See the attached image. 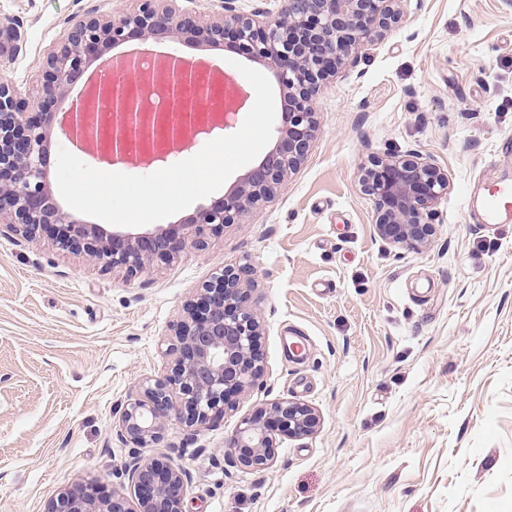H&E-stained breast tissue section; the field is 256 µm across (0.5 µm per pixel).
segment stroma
Here are the masks:
<instances>
[{
  "label": "stroma",
  "mask_w": 512,
  "mask_h": 512,
  "mask_svg": "<svg viewBox=\"0 0 512 512\" xmlns=\"http://www.w3.org/2000/svg\"><path fill=\"white\" fill-rule=\"evenodd\" d=\"M133 0H0L20 53L0 74L36 97L68 23ZM405 21L320 85L307 159L268 203L128 276L0 224V512H45L73 484L134 487L131 456L174 459L184 512H512V222L467 194L512 179V0H404ZM122 50L194 52L239 85L225 46L134 36ZM417 151L447 169L429 248L377 237L358 170ZM256 271L264 372L234 411L153 447L118 433L139 383L171 362L170 326L226 265ZM279 399L320 417L276 438L269 468L232 463L243 418Z\"/></svg>",
  "instance_id": "1"
}]
</instances>
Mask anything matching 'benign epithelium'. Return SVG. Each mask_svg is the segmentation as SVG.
<instances>
[{
	"instance_id": "benign-epithelium-1",
	"label": "benign epithelium",
	"mask_w": 512,
	"mask_h": 512,
	"mask_svg": "<svg viewBox=\"0 0 512 512\" xmlns=\"http://www.w3.org/2000/svg\"><path fill=\"white\" fill-rule=\"evenodd\" d=\"M130 12L91 11L71 20L66 38L46 58L42 95L29 103L0 76V222L26 237L48 230L61 248L83 253L106 268L133 276L156 260L170 261L188 246L201 245L207 232L234 223L246 209L268 202L305 160L317 130L313 95L339 66L373 45L402 21V0H284L277 18L242 12L224 0L212 15L180 12L166 0H135ZM132 35L166 38L236 50L269 70L281 90L284 122L271 149L224 194L198 208L180 224L139 227L81 224L55 199L48 178L51 124L48 109L65 98L91 60ZM189 98L176 100L180 138L163 137L172 114L157 113L155 95H174L175 84L139 72L103 74L89 97L75 104L62 133L80 151L92 148L112 159L120 145L162 161L175 144L191 145L206 129L219 127L220 113L206 109L220 89L203 71L183 75ZM361 192L374 203L377 236L399 248L423 250L436 232L435 206L448 193V171L429 156L373 155L358 170ZM254 269L226 265L184 305L172 325L167 370L141 382L142 396L128 403L119 433L136 448L158 443L172 420L199 431L224 418L234 398L263 373L259 349L262 317L251 301ZM307 403L281 399L243 418L225 443V455L246 468L263 469L274 458L271 431L302 439L319 428ZM139 512H183L186 472L173 460L130 461ZM46 512H133L127 498L93 482L60 492Z\"/></svg>"
}]
</instances>
